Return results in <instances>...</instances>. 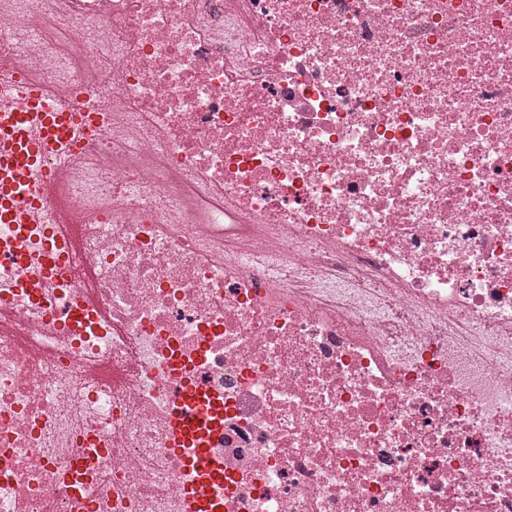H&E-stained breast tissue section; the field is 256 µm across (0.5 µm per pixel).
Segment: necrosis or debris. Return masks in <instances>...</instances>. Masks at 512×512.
I'll return each instance as SVG.
<instances>
[{
	"label": "necrosis or debris",
	"instance_id": "1",
	"mask_svg": "<svg viewBox=\"0 0 512 512\" xmlns=\"http://www.w3.org/2000/svg\"><path fill=\"white\" fill-rule=\"evenodd\" d=\"M1 72L107 121L0 274V512H186V385L218 512H512V0H9ZM186 397L180 409L175 415V438L173 448H193L189 457H186L187 465L209 470L211 465L206 457V449L199 440L202 431L210 424V412L195 398L190 387L186 389Z\"/></svg>",
	"mask_w": 512,
	"mask_h": 512
}]
</instances>
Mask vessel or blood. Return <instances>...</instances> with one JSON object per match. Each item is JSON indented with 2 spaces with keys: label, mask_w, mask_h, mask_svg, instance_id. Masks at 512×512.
Masks as SVG:
<instances>
[{
  "label": "vessel or blood",
  "mask_w": 512,
  "mask_h": 512,
  "mask_svg": "<svg viewBox=\"0 0 512 512\" xmlns=\"http://www.w3.org/2000/svg\"><path fill=\"white\" fill-rule=\"evenodd\" d=\"M98 120L92 100L71 108L20 78L0 77V224L15 228L8 247L0 250V272L22 255L28 226L45 223L53 206L48 158L74 149L79 135ZM209 423V412L188 396L175 415L173 440L174 447L190 449L188 466L210 467L200 442Z\"/></svg>",
  "instance_id": "1"
}]
</instances>
